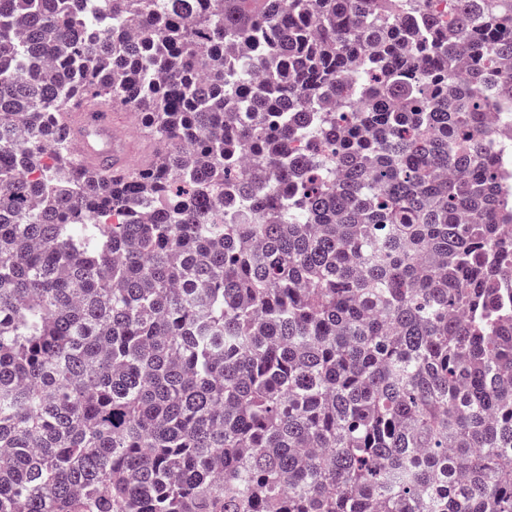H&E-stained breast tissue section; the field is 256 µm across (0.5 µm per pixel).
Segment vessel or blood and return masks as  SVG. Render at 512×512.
I'll return each instance as SVG.
<instances>
[{"label":"vessel or blood","instance_id":"obj_1","mask_svg":"<svg viewBox=\"0 0 512 512\" xmlns=\"http://www.w3.org/2000/svg\"><path fill=\"white\" fill-rule=\"evenodd\" d=\"M66 124L88 168L113 175L141 157L111 108L80 102L67 114Z\"/></svg>","mask_w":512,"mask_h":512}]
</instances>
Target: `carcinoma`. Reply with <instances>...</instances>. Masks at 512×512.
<instances>
[{"label": "carcinoma", "instance_id": "cac0c4a2", "mask_svg": "<svg viewBox=\"0 0 512 512\" xmlns=\"http://www.w3.org/2000/svg\"><path fill=\"white\" fill-rule=\"evenodd\" d=\"M504 62L512 0H0V512H512ZM123 123L116 120L109 107L82 101L66 116V124L73 141L77 144L85 165L90 169H102L108 159L107 173L117 174L136 160L145 161L129 135L145 145L147 140L132 122L129 110H116Z\"/></svg>", "mask_w": 512, "mask_h": 512}]
</instances>
